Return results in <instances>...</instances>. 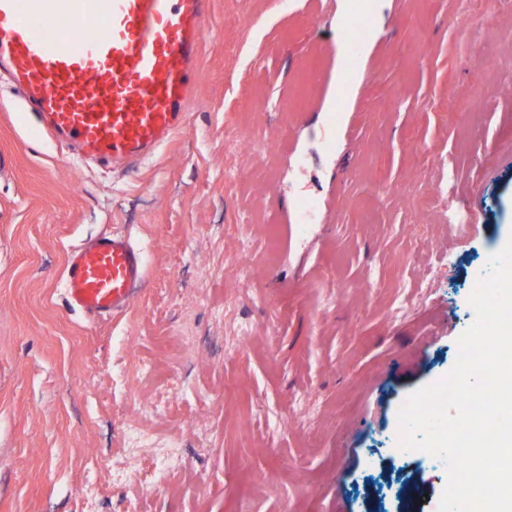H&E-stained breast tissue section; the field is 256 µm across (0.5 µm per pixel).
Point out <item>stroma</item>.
<instances>
[{
	"mask_svg": "<svg viewBox=\"0 0 512 512\" xmlns=\"http://www.w3.org/2000/svg\"><path fill=\"white\" fill-rule=\"evenodd\" d=\"M356 13L213 0L185 126L132 167L69 162L0 73V512H437L398 413L512 241V0ZM112 233L146 284L68 309ZM142 253L124 235H101L68 257L64 294L72 310L97 317L125 312L146 280Z\"/></svg>",
	"mask_w": 512,
	"mask_h": 512,
	"instance_id": "obj_1",
	"label": "stroma"
}]
</instances>
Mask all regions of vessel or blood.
Wrapping results in <instances>:
<instances>
[{
    "instance_id": "obj_1",
    "label": "vessel or blood",
    "mask_w": 512,
    "mask_h": 512,
    "mask_svg": "<svg viewBox=\"0 0 512 512\" xmlns=\"http://www.w3.org/2000/svg\"><path fill=\"white\" fill-rule=\"evenodd\" d=\"M211 0H0V70L75 160L140 164L184 124ZM146 280L125 236L68 257L70 309L125 312Z\"/></svg>"
}]
</instances>
